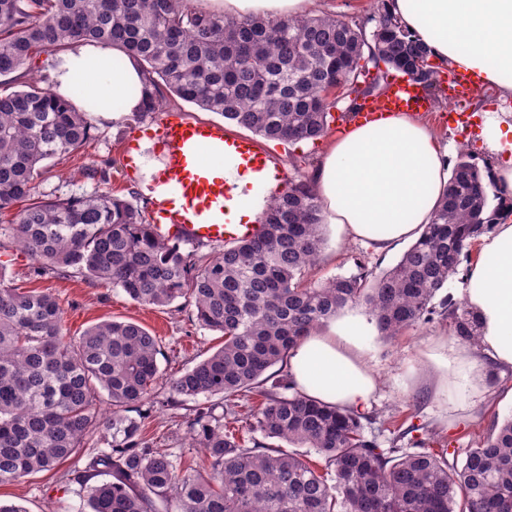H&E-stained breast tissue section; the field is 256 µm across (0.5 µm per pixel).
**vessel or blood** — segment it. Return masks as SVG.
<instances>
[{
  "mask_svg": "<svg viewBox=\"0 0 512 512\" xmlns=\"http://www.w3.org/2000/svg\"><path fill=\"white\" fill-rule=\"evenodd\" d=\"M476 85L469 73L450 74V101L466 99ZM430 108V99L416 82L396 75L389 81L384 97L366 101L354 119L363 123L391 112H426ZM143 139L151 142L161 158L150 184L160 193L159 199L153 200L151 211L158 236L193 245L249 240L260 234L261 225L224 221V172L205 165L200 157L206 151L242 169L268 173L274 180H281L282 171L272 166L269 156L258 150L252 140L226 136L223 125L218 123L192 122L181 113L165 112L141 126L136 141L127 145L123 153L126 177H135L140 171L137 152Z\"/></svg>",
  "mask_w": 512,
  "mask_h": 512,
  "instance_id": "b4317fda",
  "label": "vessel or blood"
}]
</instances>
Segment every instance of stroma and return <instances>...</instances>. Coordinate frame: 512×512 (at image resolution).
<instances>
[{"mask_svg":"<svg viewBox=\"0 0 512 512\" xmlns=\"http://www.w3.org/2000/svg\"><path fill=\"white\" fill-rule=\"evenodd\" d=\"M479 104L512 111V97L502 98L497 89L484 87L458 105L454 119H447L448 105L444 102L419 113L418 118L436 130L441 143L449 145L451 159H458L460 151H467L485 174L496 159L486 147L481 118L473 114ZM92 125V140L71 158L52 166L42 185L43 191H94L95 181L82 176L83 168L89 167L106 177L115 195L133 196L138 203H146L139 185L128 181L122 168V144L135 125L133 118H125L121 125L115 126L99 117L93 119ZM254 139L281 165L288 178L298 172L313 175L330 142L326 136L300 146L260 136ZM325 238L320 259L308 274L312 283L334 276H350L362 270L379 275L393 266L406 250L401 244L389 253L380 254L360 241L337 235L330 226L325 229ZM32 265L27 254L15 252L7 275L22 287L47 290L55 295L65 309V329L69 336H80L89 326L114 319L138 323L157 337L161 349L158 363L164 376L158 386L159 396H166L168 378L193 367L223 343L219 333L199 326L190 306L176 302L163 308L143 307L122 289L93 284L78 276L56 273L31 276ZM454 338L453 323L445 315L405 330L393 339L372 331L368 339L369 355L379 375V386L371 408L363 414L367 436L377 437L382 442L396 437L406 448L411 447L413 440L421 438L427 448L446 450L449 461L459 464L479 437L512 415V369L490 363L483 375L481 395L461 417L450 419L446 411L448 397L437 392L434 386L436 367L428 356L438 342ZM188 419V410L160 406L146 420L145 432L162 448L187 463L198 464L202 461L201 453L189 447L187 441ZM86 463L85 453L80 452L60 469L0 484V502L22 505L26 512H86L83 498L67 489L76 471L83 469Z\"/></svg>","mask_w":512,"mask_h":512,"instance_id":"1","label":"stroma"}]
</instances>
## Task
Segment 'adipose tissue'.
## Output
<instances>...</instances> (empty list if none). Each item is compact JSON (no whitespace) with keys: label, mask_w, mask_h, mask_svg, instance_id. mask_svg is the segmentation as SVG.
<instances>
[{"label":"adipose tissue","mask_w":512,"mask_h":512,"mask_svg":"<svg viewBox=\"0 0 512 512\" xmlns=\"http://www.w3.org/2000/svg\"><path fill=\"white\" fill-rule=\"evenodd\" d=\"M200 9L227 15L290 18L307 15L315 0H197ZM400 24L432 53L436 63L479 77L482 85L512 96V0H392ZM53 91L89 115L120 120L137 108L143 75L137 61L116 47L79 44L55 58ZM492 169L504 198H512V123L499 112L482 115ZM448 151L426 122L399 112L340 131L322 156L313 187L332 223L354 239L386 252L418 237L448 186ZM232 223H259L275 182L225 162ZM462 297L479 318V344L468 349L439 344L432 358L440 391H453L451 410L469 406L479 392L486 362L512 368V224L481 237ZM372 324L351 307L289 352L288 366L302 394L363 412L377 377L368 358Z\"/></svg>","instance_id":"1"}]
</instances>
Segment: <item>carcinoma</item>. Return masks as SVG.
Returning a JSON list of instances; mask_svg holds the SVG:
<instances>
[{
	"instance_id": "cac0c4a2",
	"label": "carcinoma",
	"mask_w": 512,
	"mask_h": 512,
	"mask_svg": "<svg viewBox=\"0 0 512 512\" xmlns=\"http://www.w3.org/2000/svg\"><path fill=\"white\" fill-rule=\"evenodd\" d=\"M74 43L116 45L145 76L134 117L160 111L164 94L195 104L273 141L325 136L347 103L377 95L385 65L414 76L438 101L439 69L399 25L389 0L357 22L339 15L276 20L206 14L186 0H0V78L33 55ZM345 87L340 100L327 92ZM91 140L85 113L38 81L0 92V484L52 471L88 441L74 477L88 512H512V416L469 449L461 466L425 448H382L361 416L308 398L285 371L288 352L346 305L364 304L388 338L436 313L434 299L464 250L512 207L487 213L488 187L462 152L432 223L390 269L307 283L325 237L322 204L302 173L269 204L261 235L210 247L157 237L146 207L99 188L40 190L47 161H64ZM14 244L33 275L77 274L122 289L134 302L194 306L197 323L224 344L169 382L166 405L194 402L189 447L201 472L143 436L161 376L156 337L134 322L103 320L77 338L47 290L24 291L1 259ZM455 336L476 346L478 320L450 306ZM278 370L271 371V368ZM276 378L274 389L265 384ZM109 408L96 409L99 392ZM263 397L249 429L289 445L253 442L230 430L235 400ZM223 412L216 413L217 408ZM136 410L139 417L129 415ZM314 450L325 460L318 471Z\"/></svg>"
}]
</instances>
